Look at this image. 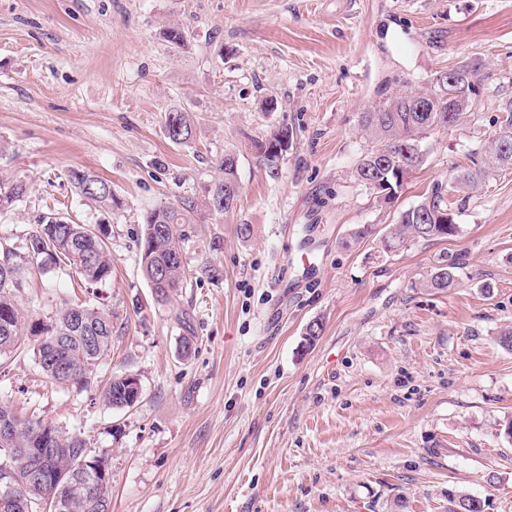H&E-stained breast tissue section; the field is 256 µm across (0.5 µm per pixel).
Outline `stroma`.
I'll list each match as a JSON object with an SVG mask.
<instances>
[{"mask_svg": "<svg viewBox=\"0 0 512 512\" xmlns=\"http://www.w3.org/2000/svg\"><path fill=\"white\" fill-rule=\"evenodd\" d=\"M177 25L180 49L165 37ZM471 61L476 114L432 132L425 165L377 203L353 176L370 146L359 114ZM509 98L512 0H0V176L30 186L0 239L22 245L54 210L107 221L113 257L97 385L50 384L28 336L0 360V402L107 450L111 512H448L453 494L512 512V351L498 343L512 328V170L463 200L457 237L381 249L401 211L496 135ZM176 108L195 121L190 144L164 136ZM282 126L273 176L251 142ZM227 152L240 190L221 215L204 201ZM72 167L111 182L112 212L77 193ZM187 198V278L161 302L137 239L146 212ZM303 248L313 271L289 269L281 291L279 254ZM444 256L454 285L420 288ZM73 285L30 275L26 320L50 323ZM119 374L142 385L128 412L100 397Z\"/></svg>", "mask_w": 512, "mask_h": 512, "instance_id": "stroma-1", "label": "stroma"}]
</instances>
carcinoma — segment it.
<instances>
[{"label":"carcinoma","instance_id":"obj_1","mask_svg":"<svg viewBox=\"0 0 512 512\" xmlns=\"http://www.w3.org/2000/svg\"><path fill=\"white\" fill-rule=\"evenodd\" d=\"M479 64L469 62L454 68L459 87L473 92L474 78ZM427 96L432 100L428 112L417 111V99ZM466 120L463 112L448 111V84L433 81V87L417 92L407 90L389 98L378 110L362 112L360 127L375 146L366 150L355 168L358 183L388 202L395 198L407 178L425 163L424 139L431 132L449 129ZM499 132L492 141L469 154V164L453 171L448 186L436 183L416 205L402 211L381 238L387 253L396 252L408 238H451L460 232V210L452 209L447 191L468 194L486 182L498 170L512 168V100L503 102L496 119ZM193 121L189 112L172 110L165 114L164 134L174 144H187L193 137ZM289 137V129L281 127L265 138L254 141V149L269 172L278 170L283 156L282 139ZM230 154L220 157L221 176L208 191L205 206L216 210L215 202L227 200L220 213L232 210L239 196L238 166L229 161ZM70 183L87 200L112 206L114 197L109 181L84 170L73 168L68 172ZM29 186L21 179H0V212L10 210L27 195ZM195 204L184 200L177 204H163L148 212L144 230L137 247L141 272L148 280L157 300H166L183 287L187 270L183 256L186 225L193 223ZM10 267L8 279L0 276V358L14 351L22 336L36 337L34 356L38 369L48 379L70 384L80 391L94 383L93 371L88 366H100L112 351V312L93 303L97 285L112 275V254L107 244V230L103 224H80L70 216L49 211L38 217L37 227L24 243L14 247L0 242V267ZM41 271L70 270L80 279L84 295L82 302L68 303L55 316L54 323L25 322L18 303V294L24 288L26 275L32 269ZM456 263L441 260L432 267L421 282L430 291H445L455 281ZM53 336L68 338V356L83 364L81 374L64 377L56 373L54 362L46 355ZM103 401L113 409L131 410L140 402L141 394L132 392L130 378L116 375L102 391ZM19 430L17 448H40L44 436L54 435L58 448L55 466L69 467L74 462L72 448L76 433L43 422L33 416H17ZM449 512H483L480 499L460 494L450 499Z\"/></svg>","mask_w":512,"mask_h":512}]
</instances>
